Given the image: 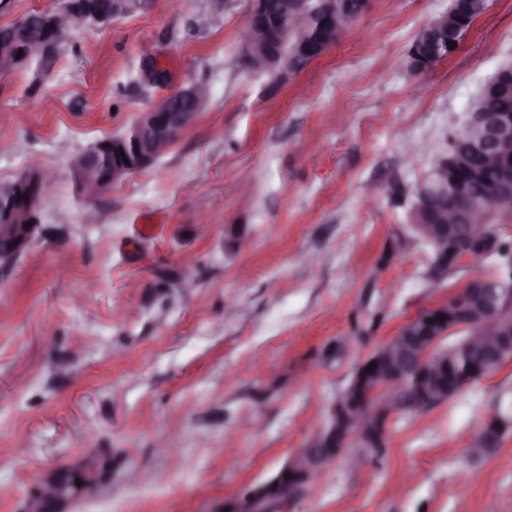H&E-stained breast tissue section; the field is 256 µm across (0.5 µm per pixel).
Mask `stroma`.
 Returning a JSON list of instances; mask_svg holds the SVG:
<instances>
[{"label": "stroma", "mask_w": 512, "mask_h": 512, "mask_svg": "<svg viewBox=\"0 0 512 512\" xmlns=\"http://www.w3.org/2000/svg\"><path fill=\"white\" fill-rule=\"evenodd\" d=\"M250 5L231 0L200 30L208 0H142L0 76V184L32 167L53 182L39 237L0 277V512L103 452L110 478L67 512H222L305 446L366 355L490 270L427 280L390 194L412 191L512 64V0H490L419 77L409 47L448 0H373L280 84L233 61ZM151 60L165 77L146 86ZM198 81L209 104L166 154L85 202L70 156ZM147 216L159 235L140 233ZM378 304L370 338L324 360ZM500 399L512 404V360L392 422L379 462L337 456L292 512H512V434L467 454Z\"/></svg>", "instance_id": "stroma-1"}]
</instances>
